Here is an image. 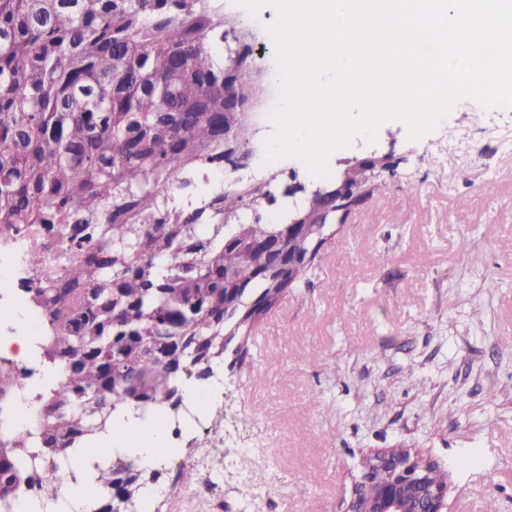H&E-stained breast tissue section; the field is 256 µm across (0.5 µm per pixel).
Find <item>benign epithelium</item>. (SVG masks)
I'll return each mask as SVG.
<instances>
[{"label":"benign epithelium","instance_id":"7a95c632","mask_svg":"<svg viewBox=\"0 0 512 512\" xmlns=\"http://www.w3.org/2000/svg\"><path fill=\"white\" fill-rule=\"evenodd\" d=\"M251 159L252 153L235 137L234 127L224 126V164L243 170ZM392 159V152L374 149L347 161L325 187L292 181L288 187L293 202L288 224H311L317 229L332 212L336 213V223H344L345 217L368 199L375 180L392 167ZM430 466L437 463L429 457H396L389 449L374 453L362 466L347 512H447L448 485L428 483ZM373 485L377 495L365 497Z\"/></svg>","mask_w":512,"mask_h":512}]
</instances>
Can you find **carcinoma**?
Instances as JSON below:
<instances>
[{
    "label": "carcinoma",
    "instance_id": "obj_1",
    "mask_svg": "<svg viewBox=\"0 0 512 512\" xmlns=\"http://www.w3.org/2000/svg\"><path fill=\"white\" fill-rule=\"evenodd\" d=\"M251 38L218 0H0V247L23 241L36 355L67 366L35 392L37 433L0 438L5 512L28 449L38 468L102 437L121 411L179 410L183 381L211 378L216 363L241 368L251 329L288 293V259L273 269L267 245L315 255L326 241L288 234L286 208L265 221L260 208L278 202L265 179L169 202L224 163L231 99L249 143L259 89L237 47ZM27 384L0 375L5 395ZM113 456L71 474L110 489L96 512H133L160 470Z\"/></svg>",
    "mask_w": 512,
    "mask_h": 512
}]
</instances>
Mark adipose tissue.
<instances>
[{
    "label": "adipose tissue",
    "instance_id": "1",
    "mask_svg": "<svg viewBox=\"0 0 512 512\" xmlns=\"http://www.w3.org/2000/svg\"><path fill=\"white\" fill-rule=\"evenodd\" d=\"M169 445L167 434L150 423L128 420L122 430L108 435L88 448L75 449L76 458L91 455L106 456L118 450L139 458L145 466L153 467L165 457Z\"/></svg>",
    "mask_w": 512,
    "mask_h": 512
}]
</instances>
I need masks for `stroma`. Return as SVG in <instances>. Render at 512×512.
I'll return each mask as SVG.
<instances>
[{"label": "stroma", "mask_w": 512, "mask_h": 512, "mask_svg": "<svg viewBox=\"0 0 512 512\" xmlns=\"http://www.w3.org/2000/svg\"><path fill=\"white\" fill-rule=\"evenodd\" d=\"M276 17L243 19L264 89L255 154L273 130ZM375 145L393 169L255 328L208 403L207 469L160 476L157 512H345L362 461L400 445L446 473L448 512H512V110L464 99L418 139L380 125Z\"/></svg>", "instance_id": "35a3bbf8"}]
</instances>
